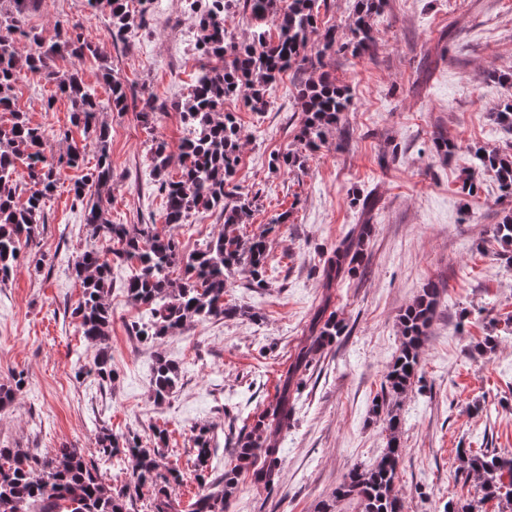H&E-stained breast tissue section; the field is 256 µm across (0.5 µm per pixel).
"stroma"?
Wrapping results in <instances>:
<instances>
[{
  "mask_svg": "<svg viewBox=\"0 0 512 512\" xmlns=\"http://www.w3.org/2000/svg\"><path fill=\"white\" fill-rule=\"evenodd\" d=\"M130 8L145 23L124 43L113 39L107 14L89 15L86 0H36L25 20L47 42L57 24L82 21L84 39L99 53L81 65L85 83L108 99L98 68L104 59L126 86L127 111L99 114L111 138L105 216L114 224H157L163 200L150 148L158 140L174 148L194 134L177 105L200 71L197 29L185 0H131ZM373 23L375 55L347 50L329 61L350 103L319 149L296 139L299 70L282 76L268 111H250L238 97L225 101L242 134L235 182L251 203L237 232L245 239L266 234V284L249 287L247 272H237L224 299L241 315L191 322L160 343H143L131 324L150 314L127 298L131 266L113 264L108 345L116 377L109 385L88 374L97 349L71 316L81 297L74 259L107 243L93 236L71 191L80 170L62 171L37 248L22 250L0 285V384L18 373L25 379L13 406L0 413V447L92 451L103 431L136 435L149 446L165 431L162 462L180 471L174 496L187 512L204 490L195 435L210 432L211 474L229 467L230 439L250 431L255 415L274 403L326 304L345 331L313 357L288 428L267 433L280 450V479L268 489L242 476L230 512H321L326 505L358 512L354 501L333 493L350 469L372 465L385 451L386 414L375 401L400 351L399 318L439 279L444 293L419 373L392 403L403 448L396 489L406 512H446L459 498L477 500L479 512H512L482 499L459 460L463 452L512 453V334L504 326L512 316V261L493 236L512 197L493 171L476 170L473 155L477 148L512 153V134L494 121L512 103V0H386ZM14 94L44 129L47 152H65L58 133L70 125V102L26 71ZM150 98L159 111L146 125L138 114ZM439 136L454 143L451 156L437 153ZM287 153L298 155V166L273 165V156ZM471 171L476 188L468 195L461 185ZM367 196L375 205L366 214ZM360 224L372 228L364 263L336 288H323L324 260ZM223 229L219 213L209 212L191 215L173 233L187 255ZM488 336L495 347L481 350ZM160 355L179 368L178 384L162 402L151 391Z\"/></svg>",
  "mask_w": 512,
  "mask_h": 512,
  "instance_id": "stroma-1",
  "label": "stroma"
}]
</instances>
